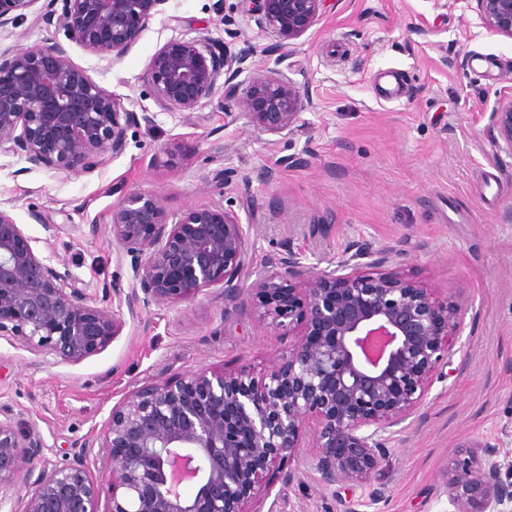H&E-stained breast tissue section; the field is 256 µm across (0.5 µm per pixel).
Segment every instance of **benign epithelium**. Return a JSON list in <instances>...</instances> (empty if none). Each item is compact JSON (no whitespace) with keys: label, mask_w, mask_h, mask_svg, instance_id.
<instances>
[{"label":"benign epithelium","mask_w":512,"mask_h":512,"mask_svg":"<svg viewBox=\"0 0 512 512\" xmlns=\"http://www.w3.org/2000/svg\"><path fill=\"white\" fill-rule=\"evenodd\" d=\"M168 0H47L43 20L105 59H121ZM257 25L290 41L312 28L326 0H247ZM487 29L512 38V0H474ZM36 0H0V29ZM243 58L227 44L171 39L151 58L150 95L164 110L224 109L230 99L261 134L293 130L309 106L280 69L257 70L244 92L232 84ZM151 122L74 66L64 46L0 54V153L33 168L91 175L123 152L128 129ZM496 145L512 154V96L493 112ZM112 238L130 258L135 285L97 300L38 255L11 210L0 207V338L77 364L106 348L141 307L190 300L220 285L273 326H302L288 355L256 380L233 371L177 375L134 390L112 409L101 447L105 476L86 466V447L49 468L36 423L0 407V508L20 479L22 508L9 512H250L270 470L304 442L318 449L312 469L330 488L365 486L386 455L390 429L411 418L431 377L451 356L468 301L441 303L394 261L405 241L353 245L332 267L288 251L250 280L251 245L222 207L191 208L177 221L152 192L123 195L112 208ZM464 443L448 467L452 512H508L512 461ZM194 484L191 496L182 493ZM105 510H100L101 499Z\"/></svg>","instance_id":"benign-epithelium-1"}]
</instances>
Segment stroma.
<instances>
[{
    "label": "stroma",
    "instance_id": "obj_1",
    "mask_svg": "<svg viewBox=\"0 0 512 512\" xmlns=\"http://www.w3.org/2000/svg\"><path fill=\"white\" fill-rule=\"evenodd\" d=\"M44 0L0 30V52L47 46L57 37ZM119 62L67 43L71 61L133 112L152 121L127 131L124 151L91 176L27 169L0 154V206L11 209L33 248L81 287L101 295L131 288L130 261L112 239L123 194L149 191L170 217L221 206L238 217L253 249V272L293 251L328 267L362 240L405 238L404 274L439 300L470 303L453 355L441 363L414 419L387 443L383 468L357 512H448L447 471L461 444L512 456V155L493 140L492 115L512 93V38L489 31L469 0H329L307 33L280 48L241 0H167ZM173 38H205L246 56L236 82L280 66L311 100L295 131L261 135L234 111L161 109L147 92L151 57ZM395 71L403 91L384 99L375 74ZM183 153H175V146ZM234 171L231 185L216 178ZM41 220H33L31 211ZM298 328H275L220 287L194 299L142 309L112 342L78 364L0 339V406L35 421L44 458L63 465L90 445L101 476L106 421L132 391L203 368L261 376L286 356ZM313 448L270 471L279 503L258 512H345L349 491L322 487Z\"/></svg>",
    "mask_w": 512,
    "mask_h": 512
}]
</instances>
